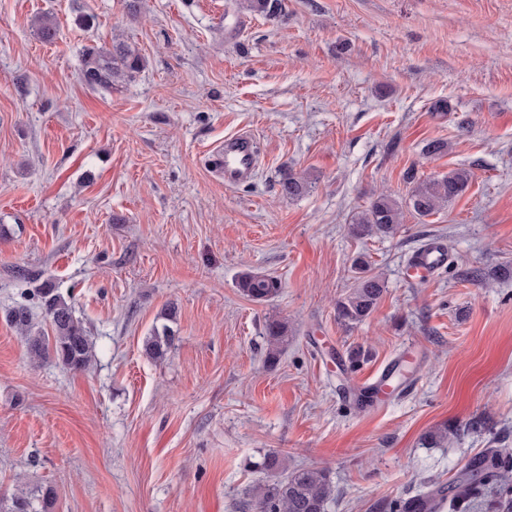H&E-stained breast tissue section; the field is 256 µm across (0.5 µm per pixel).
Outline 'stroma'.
I'll use <instances>...</instances> for the list:
<instances>
[{"label":"stroma","instance_id":"35a3bbf8","mask_svg":"<svg viewBox=\"0 0 512 512\" xmlns=\"http://www.w3.org/2000/svg\"><path fill=\"white\" fill-rule=\"evenodd\" d=\"M234 2L143 0L132 18L122 0H0L1 497L50 486L54 512H241L279 452L329 471L328 512H390L512 448V279L469 276L512 264V0H285L276 20ZM116 42L143 67L90 90L83 53ZM240 131L259 170L231 188L208 164ZM434 139L447 153L423 158ZM286 167L310 176L304 195H281ZM411 167L473 179L395 237H353L374 195L406 198ZM430 239L448 268L413 283L403 266ZM360 254L386 291L347 327L336 301ZM247 271L280 294L250 300ZM45 282L95 343L86 370L31 362L5 319ZM170 305L155 361L145 341ZM271 316L291 330L273 368ZM406 352L414 373L385 405L346 398ZM446 425L456 441L425 444ZM237 286L251 300L266 302L279 293L281 281L271 274L248 271L240 276ZM175 333L168 325H163L160 329L154 327L150 336L146 339L145 353L151 359H162L171 348Z\"/></svg>","mask_w":512,"mask_h":512}]
</instances>
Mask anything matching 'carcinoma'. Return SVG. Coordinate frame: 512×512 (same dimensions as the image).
<instances>
[{
    "instance_id": "cac0c4a2",
    "label": "carcinoma",
    "mask_w": 512,
    "mask_h": 512,
    "mask_svg": "<svg viewBox=\"0 0 512 512\" xmlns=\"http://www.w3.org/2000/svg\"><path fill=\"white\" fill-rule=\"evenodd\" d=\"M283 0H240L238 9L263 15L269 19L282 16ZM36 32L44 42L54 39L57 25L53 17L42 15L35 21ZM143 66L139 51L126 44L115 43L109 49L93 48L86 53L81 69V80L93 90L110 91L112 86L129 79ZM411 190L404 202L387 194H379L369 206L354 214L350 233L358 238L367 236L394 237L403 223L404 210L420 218L434 215L442 207L462 196L469 188L472 174L467 169H456L445 175L422 179L415 170L405 172ZM280 193L288 198L301 196L308 190V177L292 169L281 170L278 180ZM356 276L353 285L336 302L337 319L346 326L364 322L374 311L385 291V282L369 273L368 261L363 256L354 260ZM243 295L256 302H266L280 291L281 281L271 275L248 271L237 283ZM45 309L51 333L34 328L32 305ZM8 321L24 341L33 359L52 354L72 370H84L95 360V344L72 306L54 289L41 287L24 296L7 312ZM288 324L281 319L266 321V361L273 365L288 344ZM175 333L168 325L153 328L146 339L145 353L158 360L166 356ZM260 467L272 480L255 488L243 509L246 512H326L336 499V487L330 474L323 468L288 470L285 457L272 452L263 457ZM504 491L498 501L501 512H512V449H490L480 462V468L460 479L453 488L448 507L466 504L487 492ZM56 491L47 486L0 501V512H52Z\"/></svg>"
}]
</instances>
